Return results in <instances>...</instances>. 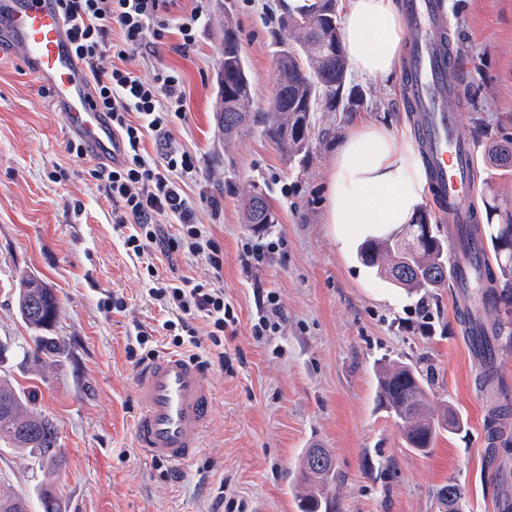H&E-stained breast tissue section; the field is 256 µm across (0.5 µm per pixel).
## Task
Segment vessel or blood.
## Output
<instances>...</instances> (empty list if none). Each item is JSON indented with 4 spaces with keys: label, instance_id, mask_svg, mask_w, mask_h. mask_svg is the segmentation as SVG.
<instances>
[{
    "label": "vessel or blood",
    "instance_id": "obj_1",
    "mask_svg": "<svg viewBox=\"0 0 512 512\" xmlns=\"http://www.w3.org/2000/svg\"><path fill=\"white\" fill-rule=\"evenodd\" d=\"M412 33L404 59L405 100L428 158L432 190L448 221L474 224L469 193L474 150L456 133L465 101L458 90L459 64L447 42L449 19L442 0H403ZM22 48L28 70L48 87L53 107L68 132L95 162L122 161L123 145L93 103L92 80L76 58L69 24L55 0H0V43ZM486 247L469 254L452 250L450 275L456 287H473L474 267L487 266ZM134 422L137 448L149 458L183 464L201 451L213 402L211 384L189 357H156L142 372Z\"/></svg>",
    "mask_w": 512,
    "mask_h": 512
}]
</instances>
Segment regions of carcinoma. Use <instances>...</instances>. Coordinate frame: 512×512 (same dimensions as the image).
<instances>
[{
	"instance_id": "obj_1",
	"label": "carcinoma",
	"mask_w": 512,
	"mask_h": 512,
	"mask_svg": "<svg viewBox=\"0 0 512 512\" xmlns=\"http://www.w3.org/2000/svg\"><path fill=\"white\" fill-rule=\"evenodd\" d=\"M286 38L281 40L276 66L278 79L275 93L266 112L261 115L247 111L252 82L241 54L234 25L224 23V49L218 73L220 96L216 105L219 130L226 137L239 136L261 128V132L288 157L301 154L308 147L313 112L321 98H334L347 73L346 56L341 42L336 0H301L293 6L282 22ZM236 116L228 123L224 117ZM426 214L417 216L401 234L369 237L359 247L362 263L376 269L379 276L392 285L408 290L441 288L448 282V259L443 240L424 235ZM459 244L468 248L475 240H490L494 259L504 279H480L479 305L482 310H495L512 304V224H473L458 229ZM16 306L23 321L35 330L47 325L55 316L56 302L44 283L33 277L21 279L16 293ZM479 335L473 337L475 356L484 365V383L490 398L501 393L500 378L495 366L497 347L502 338L512 341V319L491 324L474 319ZM26 358L38 359L58 351L55 338L32 336L21 347ZM429 378L423 370L405 363L392 364L378 377V398L402 424L406 447L427 454L438 434L452 428L456 420L448 409L431 408ZM21 448L37 461L39 470L53 474L66 463L63 449L58 447L55 428L48 418L27 409V400L13 384L0 378V446ZM333 461L328 448H307L299 459L297 507L299 512H341L336 498L334 466L316 462L317 453ZM41 512H61L58 496L48 483L42 484L39 495ZM440 503L446 512H462L460 489L444 487ZM0 512H32L25 494L0 490Z\"/></svg>"
}]
</instances>
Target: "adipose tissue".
Wrapping results in <instances>:
<instances>
[{"mask_svg": "<svg viewBox=\"0 0 512 512\" xmlns=\"http://www.w3.org/2000/svg\"><path fill=\"white\" fill-rule=\"evenodd\" d=\"M405 34L399 0H345L342 38L357 78L392 81ZM425 187L422 161L406 133L384 124L352 126L336 147L324 221L346 239L411 223Z\"/></svg>", "mask_w": 512, "mask_h": 512, "instance_id": "ef3b65f1", "label": "adipose tissue"}]
</instances>
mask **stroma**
I'll list each match as a JSON object with an SVG mask.
<instances>
[{"instance_id":"35a3bbf8","label":"stroma","mask_w":512,"mask_h":512,"mask_svg":"<svg viewBox=\"0 0 512 512\" xmlns=\"http://www.w3.org/2000/svg\"><path fill=\"white\" fill-rule=\"evenodd\" d=\"M293 2L206 0L194 51L177 52L172 33L158 56L138 52L132 62L144 72L163 63L183 77L185 114L170 122V145L197 157L183 188L224 247L218 277L239 318L224 332L223 365L208 371L214 399L204 447L178 467L143 457L132 435L141 369L127 347L138 327L157 329L166 318L148 295L147 270L127 252V230L113 222L112 203L90 175L93 161L67 153L63 121L21 51L0 56V340L21 344L33 334L15 301L21 277L31 275L56 296L43 333L60 346L49 358H14L0 373L57 428L66 465L52 480L62 512H216L221 494L241 512H298L299 457L314 445L333 451L342 512H440L438 493L451 483L465 512H498L500 493L512 494V452L490 425L460 289L393 287L323 222L344 130L361 121L410 129L404 72L387 84L347 77L335 105L314 113L309 146L295 158L258 130L218 136L225 20L238 30L250 107L263 112ZM444 2L465 100L458 133L476 160L473 204L481 223L503 224L512 219V172L492 168L487 152L512 139V0ZM252 182L266 187L277 215L268 230L287 254L247 274L241 245L258 235L245 222ZM203 193L220 200L219 217L199 204ZM260 288L278 294L282 317L259 342L250 326ZM112 294L124 311L100 309ZM393 361L427 370L435 405L462 421L429 454L407 448L395 418L377 405L378 369ZM1 481L33 498L43 474L31 457L2 449Z\"/></svg>"}]
</instances>
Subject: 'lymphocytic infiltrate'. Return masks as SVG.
I'll return each mask as SVG.
<instances>
[{"instance_id":"obj_1","label":"lymphocytic infiltrate","mask_w":512,"mask_h":512,"mask_svg":"<svg viewBox=\"0 0 512 512\" xmlns=\"http://www.w3.org/2000/svg\"><path fill=\"white\" fill-rule=\"evenodd\" d=\"M70 26L76 56L93 78L95 102L107 112L113 131L124 145V159L115 166L99 165L91 174L111 200L115 221L127 228L124 244L134 256H180L204 261L214 273L224 269V250L209 228L201 224L196 206L180 182L196 170L186 151L170 150L160 160L146 153L147 138L166 141L171 116L184 112L185 91L177 70L154 68L141 74L130 67V54L141 49L158 55L169 29L168 16L180 0H58ZM115 62L103 66L106 55ZM178 228H165L166 219ZM151 299L170 312L162 329L169 345L192 350L203 367L224 358V331L235 325L233 308L215 282L188 276L156 280ZM204 330H197L196 319Z\"/></svg>"}]
</instances>
